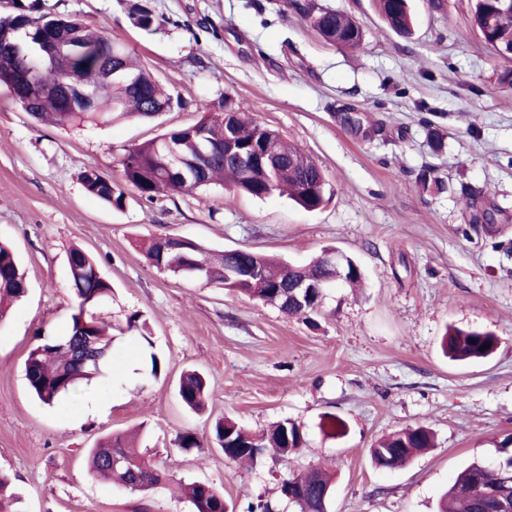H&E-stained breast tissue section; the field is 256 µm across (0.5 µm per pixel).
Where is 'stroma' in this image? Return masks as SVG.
<instances>
[{"label": "stroma", "instance_id": "stroma-1", "mask_svg": "<svg viewBox=\"0 0 512 512\" xmlns=\"http://www.w3.org/2000/svg\"><path fill=\"white\" fill-rule=\"evenodd\" d=\"M134 2L0 0V15L29 6L111 31L182 101L151 120L39 125L0 86V241L28 281L0 322V472L17 512H193L180 487L194 481L219 488L234 512L261 501L291 512L281 483L317 468L334 476L329 512H436L465 466L505 459L512 434V86L500 81L512 60L472 27L470 0H412L408 39L375 0H317L361 24L359 51L325 44L285 0H143L157 19L148 32L128 19ZM227 99L317 161L333 190L323 209L276 194L231 201L212 187L150 202L131 190L119 211L85 190L84 170L119 180L125 148ZM349 112L360 125H346ZM484 211L493 223L475 222ZM163 235L294 264L332 247L358 264L363 286L330 289L311 318L288 316L150 265L140 244ZM75 246L112 286L95 309L115 329L112 363L49 406L23 363L37 336L69 324ZM133 315L140 328L125 331ZM450 327L492 332L497 347L451 361L441 349ZM152 352L165 361L156 377ZM188 369L207 379L199 414L176 394ZM224 416L255 433L292 419L307 442L290 463L269 449L235 463L210 441ZM421 425L434 448L375 467L376 441ZM185 431L199 447H178ZM130 433L170 481L143 492L93 477L89 448Z\"/></svg>", "mask_w": 512, "mask_h": 512}]
</instances>
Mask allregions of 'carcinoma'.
Here are the masks:
<instances>
[{
  "label": "carcinoma",
  "instance_id": "obj_1",
  "mask_svg": "<svg viewBox=\"0 0 512 512\" xmlns=\"http://www.w3.org/2000/svg\"><path fill=\"white\" fill-rule=\"evenodd\" d=\"M377 2L382 18L393 31L403 37L412 34L408 0ZM505 3L506 0H474L472 11L473 26L497 53L512 47V9L505 8ZM287 5L308 21L325 42L345 49L363 47V30L352 16L319 7L315 0H287ZM129 21L133 27L149 31L156 24V17L148 6L135 4L129 12ZM54 22L63 25L74 42V55L68 59L71 71L92 70L102 62L112 63V69L117 71L102 86L92 110L86 109L77 98L63 102L56 94L63 74L36 54L41 38L52 35L50 25ZM0 56L14 60L15 66L25 71L31 82L45 89L30 112L38 124L104 122L117 111L152 118L154 107L159 103L174 102L181 106L180 100L173 99L149 72L133 64L126 45L112 38V33L69 17L34 16L26 9L0 16ZM197 112L200 117L195 122L125 149L120 159V181L110 183L92 169L85 171L83 183L87 192L119 210L125 206L127 187L135 189L147 201L160 194L221 186L229 193L230 201L239 194L262 199L274 193H285L310 212L327 205L332 190L320 166L301 145L252 121L233 106L226 112L222 106L215 109L203 104L197 106ZM266 146L282 152L287 169L274 175L261 169L247 174L233 157L235 152L256 153ZM171 147L185 166L186 184L173 185L167 181ZM143 252L154 267L220 285L227 291L245 294L260 302L271 298L287 280L330 279L342 273L340 269L323 265L318 257L307 265H294L244 249L214 252L184 236L166 245L158 237L151 238L144 243ZM68 264L75 302L69 327L62 336L38 337L24 361L29 389L46 404L76 393L82 383L101 376L112 358L109 350L97 369L79 370L73 365L68 346L70 337L91 332L112 342V326L92 312L112 288L89 252L73 248ZM242 266L256 267L260 275L252 279L233 276ZM27 291V277L16 253L0 243V322L7 319L11 305L25 297ZM276 308L289 316L308 317L318 311V307L300 302L291 292L288 302L280 301ZM486 343L490 347L480 350ZM496 345V336L480 329H455L443 338V349L448 357L460 362L484 359L494 352ZM205 388L204 377L189 371L180 378L178 395L187 408L197 411L203 405ZM226 434L232 435L236 445L235 454L229 457L232 462L253 463L259 451L267 447L291 462L306 443L300 425L291 419L277 422L259 439L228 417L216 420L212 443L224 447ZM432 445L433 435L427 428H407L379 441L370 449V456L378 466L396 468ZM112 454L122 456L127 467H109L106 461ZM90 471L122 485L133 482L138 491L156 488L170 479L165 469L126 447L120 436H110L91 449ZM331 483V477L321 470L303 472L282 483L281 495L297 507L298 512H328ZM186 495L193 512H226L224 494L209 483L187 485ZM438 512H512V456L496 468L479 462L465 467L441 497Z\"/></svg>",
  "mask_w": 512,
  "mask_h": 512
}]
</instances>
